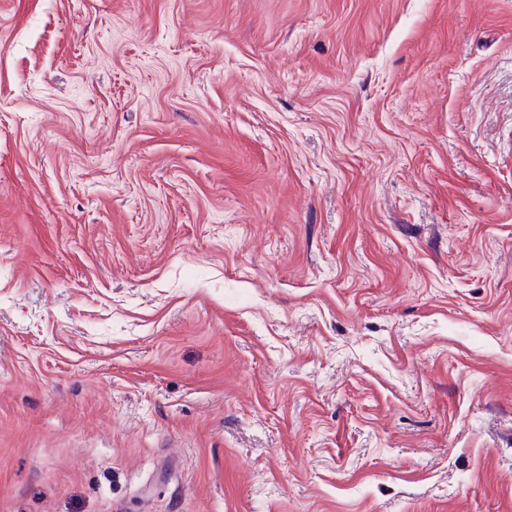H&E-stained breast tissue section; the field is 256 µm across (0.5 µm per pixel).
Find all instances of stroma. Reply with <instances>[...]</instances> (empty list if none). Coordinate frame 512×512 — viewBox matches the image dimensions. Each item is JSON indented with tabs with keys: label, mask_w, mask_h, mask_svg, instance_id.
I'll return each instance as SVG.
<instances>
[{
	"label": "stroma",
	"mask_w": 512,
	"mask_h": 512,
	"mask_svg": "<svg viewBox=\"0 0 512 512\" xmlns=\"http://www.w3.org/2000/svg\"><path fill=\"white\" fill-rule=\"evenodd\" d=\"M0 512H512V0H0Z\"/></svg>",
	"instance_id": "35a3bbf8"
}]
</instances>
